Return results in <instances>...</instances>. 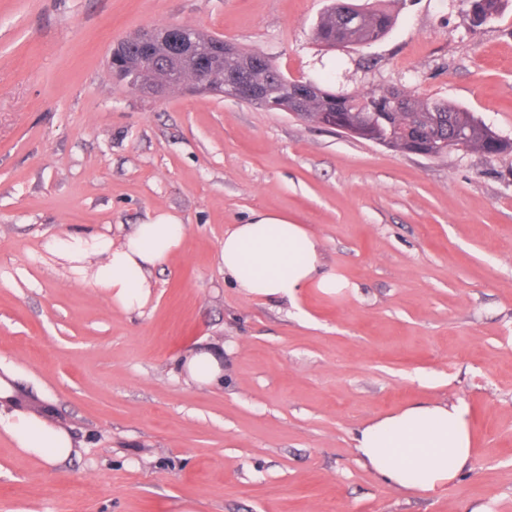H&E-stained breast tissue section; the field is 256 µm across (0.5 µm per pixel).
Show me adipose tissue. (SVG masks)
<instances>
[{
  "instance_id": "obj_1",
  "label": "adipose tissue",
  "mask_w": 512,
  "mask_h": 512,
  "mask_svg": "<svg viewBox=\"0 0 512 512\" xmlns=\"http://www.w3.org/2000/svg\"><path fill=\"white\" fill-rule=\"evenodd\" d=\"M186 226L169 213H156L120 240L104 233L68 234L52 238L51 254L83 274L95 263L94 280L124 311L144 308L151 297V270L178 252ZM224 274L246 294L287 298L303 288L336 292L344 282L323 269L317 237L302 224L278 213L259 212L248 223L224 234L219 251ZM180 373L209 386L224 375L222 348L212 343L188 351L178 361ZM14 390L0 378V428L17 449L55 466L74 453L68 432L47 419L11 403ZM364 466L381 481L404 491L434 494L464 473L473 457L469 411L448 402H419L380 417L354 436Z\"/></svg>"
}]
</instances>
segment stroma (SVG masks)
Returning <instances> with one entry per match:
<instances>
[{
  "mask_svg": "<svg viewBox=\"0 0 512 512\" xmlns=\"http://www.w3.org/2000/svg\"><path fill=\"white\" fill-rule=\"evenodd\" d=\"M327 3L0 0V374L79 451L50 467L0 430V512H512V152L426 158L109 70L125 37L181 25L293 80L451 101L512 140V7L474 30L462 0H384V38L328 50ZM154 211L186 236L142 311L46 250ZM260 211L309 228L347 288H235L218 250ZM214 340L220 384L177 374ZM424 401L473 427L470 468L436 495L381 483L353 442Z\"/></svg>",
  "mask_w": 512,
  "mask_h": 512,
  "instance_id": "35a3bbf8",
  "label": "stroma"
}]
</instances>
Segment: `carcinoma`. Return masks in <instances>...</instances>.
Listing matches in <instances>:
<instances>
[{"instance_id": "carcinoma-1", "label": "carcinoma", "mask_w": 512, "mask_h": 512, "mask_svg": "<svg viewBox=\"0 0 512 512\" xmlns=\"http://www.w3.org/2000/svg\"><path fill=\"white\" fill-rule=\"evenodd\" d=\"M469 4L467 17L471 28L478 29L498 18L509 0H465ZM392 27V18L379 8H359L348 0H334L321 15L316 38L324 46L334 49L364 47L386 36ZM113 75L125 83L142 80L164 83L168 68L147 71L137 44L127 40L112 50ZM224 71H245L261 88L276 90L274 99L260 102L268 110L285 111L292 105L293 96L309 89L308 102L301 108V118L318 123L323 115L336 114V120L347 123L353 136L369 140L389 149L409 151L411 136L421 134L428 147L440 157L448 149L476 150L496 155L512 150V141L497 134L472 113L444 100L422 99L398 89L370 90L359 94L339 93L313 81L288 79L270 59L256 53H244L232 45L224 52ZM176 89L193 93H219L227 90L225 78L217 76L204 84L192 81L185 74ZM403 97L400 112L386 111L387 95Z\"/></svg>"}]
</instances>
